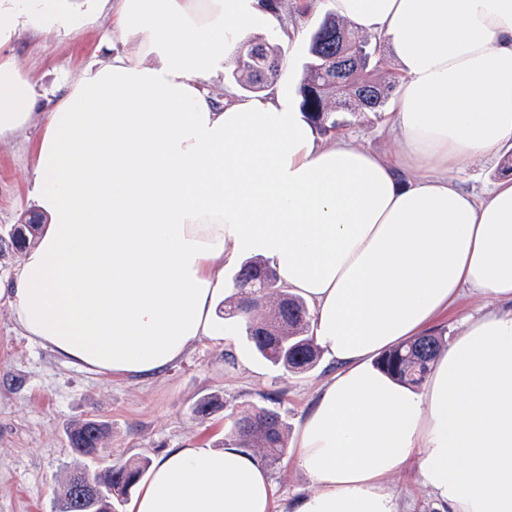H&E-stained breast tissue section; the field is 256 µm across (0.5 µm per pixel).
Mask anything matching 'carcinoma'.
Masks as SVG:
<instances>
[{
  "instance_id": "1",
  "label": "carcinoma",
  "mask_w": 512,
  "mask_h": 512,
  "mask_svg": "<svg viewBox=\"0 0 512 512\" xmlns=\"http://www.w3.org/2000/svg\"><path fill=\"white\" fill-rule=\"evenodd\" d=\"M317 30L322 37L310 38L309 61L299 82L300 111L314 126L327 134L345 126L338 112H383L391 97L392 86L382 85L372 78V72L384 65L381 43L370 42L365 35L326 16ZM345 55L352 64L343 75L337 74L336 56ZM283 58L278 48L267 42H256L238 52L230 76L241 87L254 92L265 87L277 76ZM335 106H329V101ZM36 216L15 224L18 238L12 249L21 251L31 244L40 225L33 223ZM264 279L258 299L252 303L238 301L228 314L239 317L245 335L255 354L273 366L293 372L312 369L318 358V348L309 335V313L306 303L291 296L281 300L277 273L261 260L249 257L242 261L233 276L240 289L247 276ZM443 344V338L427 332L406 344L384 353L378 366L398 382L412 388L420 387L427 379L430 365ZM224 408L219 394L212 392L200 398L193 407L197 417H208ZM111 424L103 419L78 420L66 428L70 448L82 456L100 457L107 452L105 439ZM232 444L244 448H261L274 463L283 455L285 427L273 409L253 407L231 416L228 432ZM149 467V462L123 463L106 467L91 477L92 483L105 492L98 500L96 512H117Z\"/></svg>"
}]
</instances>
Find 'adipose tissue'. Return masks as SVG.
Masks as SVG:
<instances>
[{
	"label": "adipose tissue",
	"mask_w": 512,
	"mask_h": 512,
	"mask_svg": "<svg viewBox=\"0 0 512 512\" xmlns=\"http://www.w3.org/2000/svg\"><path fill=\"white\" fill-rule=\"evenodd\" d=\"M400 64L397 162L318 141L285 87L221 92L242 34L283 37L273 0H0V141L38 123L33 192L47 223L0 297L31 341L87 369L147 379L202 339L263 257L310 306L336 371L294 435L316 488L295 512H398L415 468L448 512H512V176L485 199L454 175L512 149V0H334ZM118 28L52 107L8 47L22 31ZM470 290L422 389L375 359ZM259 458L185 445L154 462L130 512H271Z\"/></svg>",
	"instance_id": "1"
}]
</instances>
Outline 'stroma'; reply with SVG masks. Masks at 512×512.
<instances>
[{
  "mask_svg": "<svg viewBox=\"0 0 512 512\" xmlns=\"http://www.w3.org/2000/svg\"><path fill=\"white\" fill-rule=\"evenodd\" d=\"M288 25L299 36L286 46L294 70H301L307 42L322 19L333 11L332 0H276ZM99 22L76 36L15 38L10 52L17 63L33 71L49 95L74 83L95 59L104 35ZM342 134L362 147L393 156L398 141L385 113L350 117ZM34 133L0 143V237L33 213L32 145ZM503 155L476 159L457 176L466 191L485 195L503 176ZM483 296L462 298L442 312L429 329L452 340L468 315L490 309ZM335 365L319 358L304 373H291L260 360L239 330L222 343L204 339L193 344L174 365L158 376L128 379L99 374L73 365L48 348L31 342L15 325L6 300L0 299V512H55L57 496L75 471H95L89 458L68 447L65 429L73 421L101 418L111 424L108 446L112 460L157 459L167 449L187 444L223 446L230 426L228 415L256 405L280 413L288 434H295L316 393L334 373ZM217 392L224 408L201 419L192 407L201 396ZM275 512H292L296 498L314 487L299 467L295 449L268 468ZM398 512H448L414 471L388 478Z\"/></svg>",
  "mask_w": 512,
  "mask_h": 512,
  "instance_id": "obj_1",
  "label": "stroma"
}]
</instances>
